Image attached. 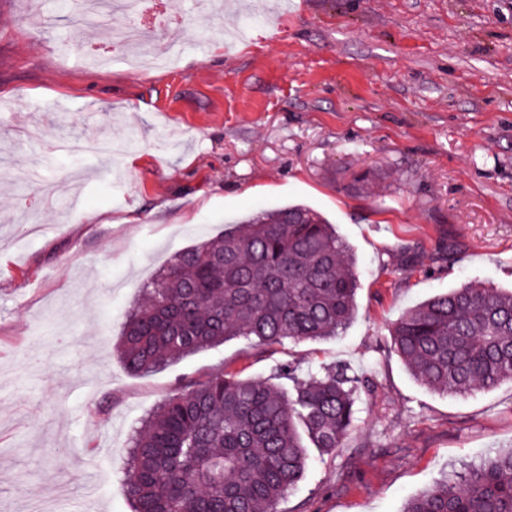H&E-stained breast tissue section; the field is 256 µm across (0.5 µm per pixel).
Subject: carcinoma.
Segmentation results:
<instances>
[{"instance_id": "obj_1", "label": "carcinoma", "mask_w": 512, "mask_h": 512, "mask_svg": "<svg viewBox=\"0 0 512 512\" xmlns=\"http://www.w3.org/2000/svg\"><path fill=\"white\" fill-rule=\"evenodd\" d=\"M354 254L319 211L291 204L254 213L180 251L126 316L120 358L133 374L238 336L260 346L321 341L353 321ZM390 351L426 389L462 396L512 381V290L465 283L403 311ZM269 381L220 372L167 397L130 454L132 512H278L309 461L342 447L369 380L344 369ZM402 512H512V448L450 469Z\"/></svg>"}]
</instances>
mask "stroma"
<instances>
[{
  "mask_svg": "<svg viewBox=\"0 0 512 512\" xmlns=\"http://www.w3.org/2000/svg\"><path fill=\"white\" fill-rule=\"evenodd\" d=\"M90 0H0V512H129L142 421L219 371L372 378L335 456L280 512H400L444 469L512 446V383L432 393L387 348L407 307L512 288V0H229L88 53ZM374 180L357 189L355 176ZM305 204L346 240L357 311L338 338L241 336L145 375L115 351L181 250Z\"/></svg>",
  "mask_w": 512,
  "mask_h": 512,
  "instance_id": "stroma-1",
  "label": "stroma"
}]
</instances>
